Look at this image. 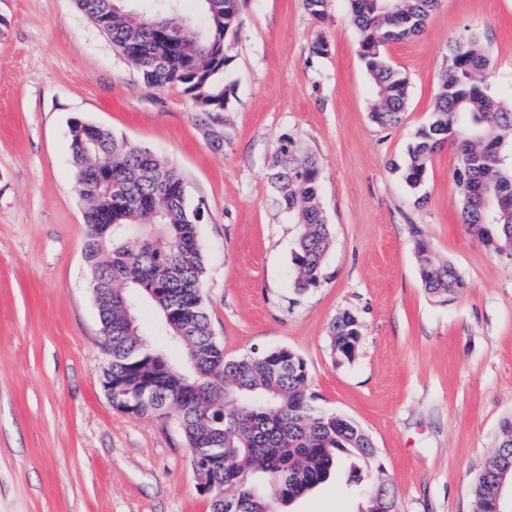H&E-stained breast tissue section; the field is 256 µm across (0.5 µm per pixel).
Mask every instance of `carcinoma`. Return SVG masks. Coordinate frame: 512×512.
I'll return each instance as SVG.
<instances>
[{"label":"carcinoma","instance_id":"carcinoma-1","mask_svg":"<svg viewBox=\"0 0 512 512\" xmlns=\"http://www.w3.org/2000/svg\"><path fill=\"white\" fill-rule=\"evenodd\" d=\"M199 2L205 24L189 35L172 11V0H161L154 16L133 13L125 0H77L149 87H182L193 102H205L199 115L210 119L229 103L220 75L230 63L225 43L238 26L239 0ZM440 4L349 0L359 56L374 88L370 117L378 125L398 124L409 96L408 78L390 62L389 47L420 35ZM487 67L488 57L474 40L448 45L432 120L409 147L403 177L410 188H419L433 154L450 144L457 156L453 178L460 189L463 224L497 254L512 245V167L495 151L512 134V108L484 88ZM70 154L87 205L84 248L97 285L108 350L103 372L112 374V406L138 414L170 409L187 441L190 461L197 450L207 451L198 477L201 485L213 488L212 512H225L224 491L230 488L238 512H280L279 505L311 492L348 459L366 463L377 456L372 437L354 420L316 409L307 364L295 351L282 347L239 358L224 355L204 303L199 224L174 166L152 151L118 142L105 129L78 123L71 129ZM98 171L124 186L121 199L109 195L106 184L97 180ZM270 181L281 207L297 219L291 281L302 293L317 283L332 245L321 204L319 160L284 136L271 163ZM491 182L509 197V216L501 223L495 222L487 200ZM416 254L428 293L448 295L465 288L454 266L439 259L427 242H416ZM144 301L159 315L154 335L178 349L179 360L141 330L138 310ZM329 333L332 353L348 360L350 338L361 336L352 314L338 315ZM501 429L503 437L488 465L512 463V418L504 419ZM347 485L360 486L355 466ZM362 491L365 512H397L388 485L369 484ZM472 495L474 512H487L492 487L481 473Z\"/></svg>","mask_w":512,"mask_h":512}]
</instances>
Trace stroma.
<instances>
[{"label": "stroma", "instance_id": "35a3bbf8", "mask_svg": "<svg viewBox=\"0 0 512 512\" xmlns=\"http://www.w3.org/2000/svg\"><path fill=\"white\" fill-rule=\"evenodd\" d=\"M326 13L320 22L303 0H241L218 151L183 89L148 87L75 0H0V512H211L173 417L119 411L101 386L69 152L76 117L166 158L203 207V294L225 355L295 351L316 406L373 438L370 476L389 483L398 512H473L474 480L512 417V259L467 232L451 147L419 190L402 170L449 42L476 39L489 93L512 102V0H442L422 34L390 46L409 100L387 128L369 115L348 0H327ZM319 36L328 55L310 50ZM285 134L320 162L333 238L302 294L290 283L297 226L268 180ZM419 236L459 271L462 292L425 290ZM345 311L362 339L340 365L329 326ZM363 505L341 473L283 512Z\"/></svg>", "mask_w": 512, "mask_h": 512}]
</instances>
